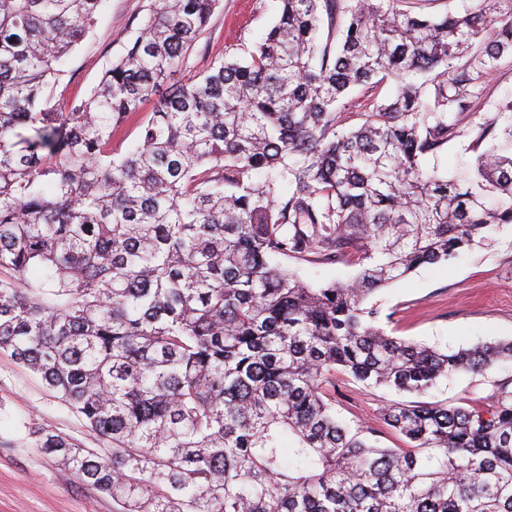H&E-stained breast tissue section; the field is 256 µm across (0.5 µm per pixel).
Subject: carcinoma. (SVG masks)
<instances>
[{
  "label": "carcinoma",
  "instance_id": "cac0c4a2",
  "mask_svg": "<svg viewBox=\"0 0 512 512\" xmlns=\"http://www.w3.org/2000/svg\"><path fill=\"white\" fill-rule=\"evenodd\" d=\"M398 2L280 0L253 50L143 115L219 0H156L68 112L54 80L102 0H0V351L111 449L31 431L119 512H512L508 386L486 408L388 407L407 449L336 418L338 371L420 396L512 361V340L389 336L367 305L512 224L494 124L475 177L422 164L512 55V0L441 17ZM389 80L342 128L352 89ZM131 119L138 144L116 157ZM277 256L360 269L310 285Z\"/></svg>",
  "mask_w": 512,
  "mask_h": 512
}]
</instances>
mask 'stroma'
Segmentation results:
<instances>
[{"label":"stroma","mask_w":512,"mask_h":512,"mask_svg":"<svg viewBox=\"0 0 512 512\" xmlns=\"http://www.w3.org/2000/svg\"><path fill=\"white\" fill-rule=\"evenodd\" d=\"M155 0H103L86 39L61 67L57 93L84 98L98 85L113 60L123 55ZM278 0H220L206 31L168 81V88L193 83L214 61L244 56L265 37L277 16ZM512 57H503L487 80L473 112L460 118L456 133L424 163L463 179L475 166L476 137L482 126L504 127L512 114ZM283 266L310 283L346 281L358 266L316 264L286 258ZM388 320V334L440 350L479 342L512 340V224L491 233L485 245L449 264L423 265L373 297ZM512 383V362L484 373H459L439 379L424 394L429 403L485 407L500 386ZM401 395L367 387L345 375L336 377V414L346 423L373 429L384 448L406 447V440L382 420ZM50 425L83 447L100 449L96 434L79 421L28 369L0 353V512H116L110 496L80 481L67 467L37 448L32 428Z\"/></svg>","instance_id":"1"}]
</instances>
